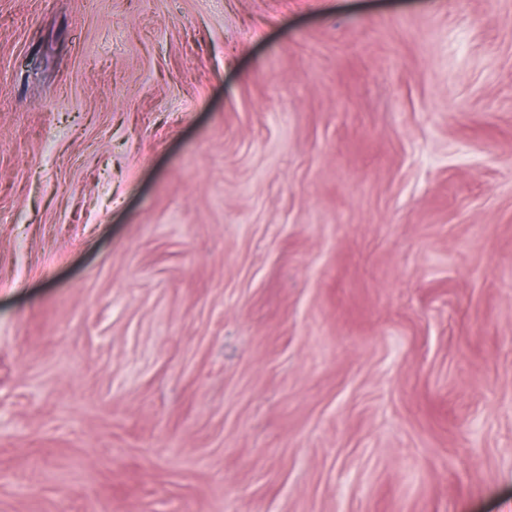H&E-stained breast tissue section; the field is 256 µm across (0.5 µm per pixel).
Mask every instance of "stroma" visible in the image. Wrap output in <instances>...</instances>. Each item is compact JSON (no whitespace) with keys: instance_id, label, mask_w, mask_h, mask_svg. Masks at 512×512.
Wrapping results in <instances>:
<instances>
[{"instance_id":"35a3bbf8","label":"stroma","mask_w":512,"mask_h":512,"mask_svg":"<svg viewBox=\"0 0 512 512\" xmlns=\"http://www.w3.org/2000/svg\"><path fill=\"white\" fill-rule=\"evenodd\" d=\"M0 512H512V0H0Z\"/></svg>"}]
</instances>
